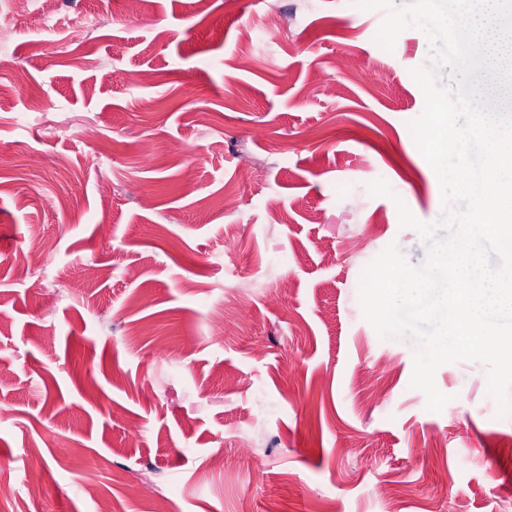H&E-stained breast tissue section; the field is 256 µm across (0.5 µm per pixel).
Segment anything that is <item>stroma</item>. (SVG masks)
Instances as JSON below:
<instances>
[{
	"label": "stroma",
	"instance_id": "stroma-1",
	"mask_svg": "<svg viewBox=\"0 0 512 512\" xmlns=\"http://www.w3.org/2000/svg\"><path fill=\"white\" fill-rule=\"evenodd\" d=\"M278 5L298 23L273 38L255 0H56L52 30L0 0V483L39 472L29 512H512L486 366H440L427 410L413 341L359 304L388 245L425 258L394 197L442 212L409 129L429 41L384 50L385 10L354 0ZM41 238L46 271L20 276Z\"/></svg>",
	"mask_w": 512,
	"mask_h": 512
}]
</instances>
